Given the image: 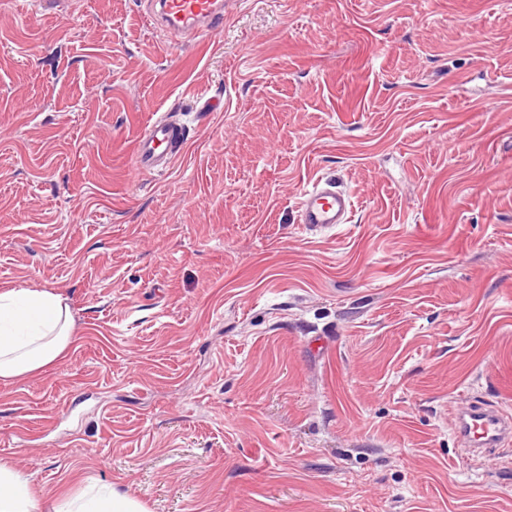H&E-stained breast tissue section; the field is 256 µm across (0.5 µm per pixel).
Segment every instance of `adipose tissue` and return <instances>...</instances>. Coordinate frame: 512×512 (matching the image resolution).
I'll return each instance as SVG.
<instances>
[{"label": "adipose tissue", "instance_id": "1", "mask_svg": "<svg viewBox=\"0 0 512 512\" xmlns=\"http://www.w3.org/2000/svg\"><path fill=\"white\" fill-rule=\"evenodd\" d=\"M72 338L70 309L60 295L25 288L0 292V382L45 370L66 354ZM0 512H144V507L98 482L48 502L33 494L12 465L1 462Z\"/></svg>", "mask_w": 512, "mask_h": 512}]
</instances>
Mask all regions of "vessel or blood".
<instances>
[{
    "label": "vessel or blood",
    "mask_w": 512,
    "mask_h": 512,
    "mask_svg": "<svg viewBox=\"0 0 512 512\" xmlns=\"http://www.w3.org/2000/svg\"><path fill=\"white\" fill-rule=\"evenodd\" d=\"M150 24L174 41L198 42L224 24V0H153ZM189 128L172 113L155 116L139 133L133 159L139 173L160 176L183 155ZM351 195L335 180L313 181L299 201L296 221L311 231L349 223ZM455 436L465 457L476 458L512 442V413L472 402L455 418Z\"/></svg>",
    "instance_id": "b4317fda"
}]
</instances>
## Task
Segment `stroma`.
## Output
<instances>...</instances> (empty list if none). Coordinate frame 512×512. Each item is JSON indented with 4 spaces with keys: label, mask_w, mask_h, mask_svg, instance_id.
I'll use <instances>...</instances> for the list:
<instances>
[{
    "label": "stroma",
    "mask_w": 512,
    "mask_h": 512,
    "mask_svg": "<svg viewBox=\"0 0 512 512\" xmlns=\"http://www.w3.org/2000/svg\"><path fill=\"white\" fill-rule=\"evenodd\" d=\"M221 100L201 111L194 91ZM190 141L142 175L138 131ZM328 177L350 223L309 231ZM72 344L0 383V461L147 512H512V0H228L206 44L144 0H0V291ZM167 112L156 114L137 137L133 159L140 174L169 173L186 149L189 127L172 110ZM354 211L352 196L333 179L318 177L301 195L296 222L310 231L347 224ZM454 433L463 455L477 458L511 442V414L497 407L468 403L456 415Z\"/></svg>",
    "instance_id": "35a3bbf8"
}]
</instances>
